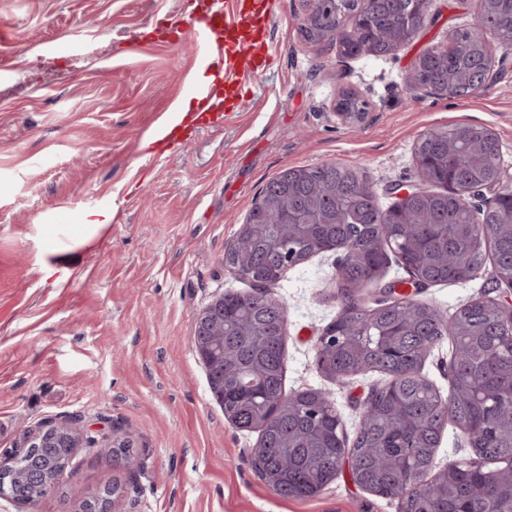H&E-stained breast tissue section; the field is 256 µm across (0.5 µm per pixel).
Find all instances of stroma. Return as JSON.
Masks as SVG:
<instances>
[{
	"label": "stroma",
	"instance_id": "35a3bbf8",
	"mask_svg": "<svg viewBox=\"0 0 512 512\" xmlns=\"http://www.w3.org/2000/svg\"><path fill=\"white\" fill-rule=\"evenodd\" d=\"M183 0H0L11 43L0 76V450L25 430L83 416L113 427L134 454L80 449L34 512H78L115 488V512H398L354 484L349 465L320 495L277 494L256 473V435L224 419L193 345L195 317L216 296L247 290L224 266L265 184L282 171L335 162L364 173L382 207L415 181L418 137L477 124L502 147L512 180V50L496 49V78L476 94L408 93L404 75L424 50L475 21L471 0H431V23L387 57L345 58L306 42L302 0H270L274 59L249 84V105L153 156L143 142L176 122L185 88L211 71L192 42L164 43ZM71 38L68 54L45 45ZM351 89L360 122L331 104ZM108 213L102 230L90 223ZM325 253L271 286L287 310L285 388L319 387L354 433L378 372L344 382L316 367L335 320L336 269ZM491 265L463 283L415 291L450 315L494 288ZM346 92H352V90H343L338 93L332 106L333 112L336 114V117L343 122L359 121L363 118L368 105L357 93H347L342 100L343 107L346 110L343 109L339 106V102L342 95Z\"/></svg>",
	"mask_w": 512,
	"mask_h": 512
}]
</instances>
